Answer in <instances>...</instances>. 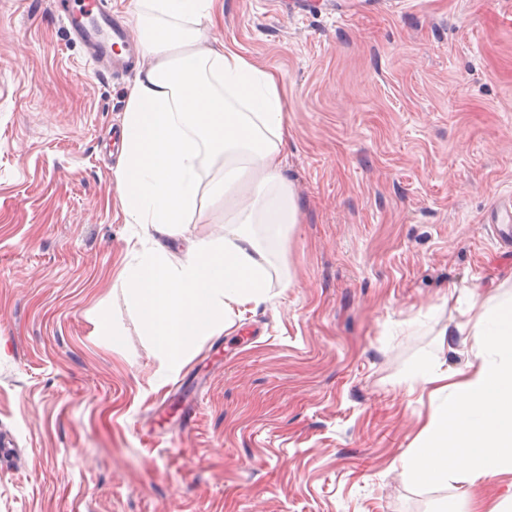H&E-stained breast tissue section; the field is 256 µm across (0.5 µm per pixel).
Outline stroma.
Segmentation results:
<instances>
[{
    "mask_svg": "<svg viewBox=\"0 0 512 512\" xmlns=\"http://www.w3.org/2000/svg\"><path fill=\"white\" fill-rule=\"evenodd\" d=\"M210 38L281 70L300 224L260 306L175 370L121 278L152 246L115 192L135 72L49 0H0V512H487L503 484L400 460L461 381L459 323L512 295V0H215ZM108 319L111 333L99 330Z\"/></svg>",
    "mask_w": 512,
    "mask_h": 512,
    "instance_id": "35a3bbf8",
    "label": "stroma"
}]
</instances>
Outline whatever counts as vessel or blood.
Wrapping results in <instances>:
<instances>
[{"mask_svg":"<svg viewBox=\"0 0 512 512\" xmlns=\"http://www.w3.org/2000/svg\"><path fill=\"white\" fill-rule=\"evenodd\" d=\"M68 24L70 33L84 42L91 54L111 60L113 66L124 65L119 51L130 45L131 31L113 22L103 0H76Z\"/></svg>","mask_w":512,"mask_h":512,"instance_id":"b4317fda","label":"vessel or blood"}]
</instances>
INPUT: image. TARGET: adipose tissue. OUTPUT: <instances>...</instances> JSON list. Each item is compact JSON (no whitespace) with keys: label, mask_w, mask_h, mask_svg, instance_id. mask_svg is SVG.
<instances>
[{"label":"adipose tissue","mask_w":512,"mask_h":512,"mask_svg":"<svg viewBox=\"0 0 512 512\" xmlns=\"http://www.w3.org/2000/svg\"><path fill=\"white\" fill-rule=\"evenodd\" d=\"M134 3L143 64L126 92L113 176L126 223L150 225L160 241L123 281L162 366L174 368L235 308L267 300V251L299 223L301 204L282 171L281 72L230 44L206 46L213 0ZM207 157L222 171L214 188L224 195V240L189 242L175 262L170 246L196 212ZM473 334L488 355L464 381L449 383L433 365L419 370L452 400L402 458L409 478L475 487L512 474V297L487 300Z\"/></svg>","instance_id":"ef3b65f1"}]
</instances>
